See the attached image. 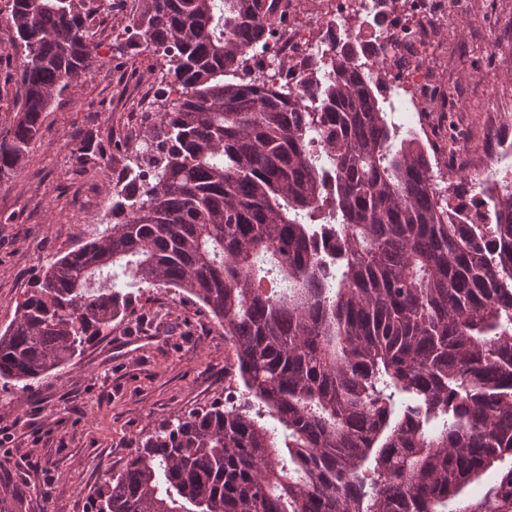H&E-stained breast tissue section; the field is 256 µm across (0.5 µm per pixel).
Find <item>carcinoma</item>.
I'll return each mask as SVG.
<instances>
[{
    "label": "carcinoma",
    "mask_w": 512,
    "mask_h": 512,
    "mask_svg": "<svg viewBox=\"0 0 512 512\" xmlns=\"http://www.w3.org/2000/svg\"><path fill=\"white\" fill-rule=\"evenodd\" d=\"M140 2L115 50L161 57L164 88L112 234L43 271L0 333V380L63 367L131 289L177 288L224 329L239 396L139 437L101 512H512V182L494 223L458 224L354 46L269 89L250 65L263 0ZM91 4L9 0L24 54L0 177L104 65Z\"/></svg>",
    "instance_id": "carcinoma-1"
}]
</instances>
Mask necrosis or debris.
I'll return each mask as SVG.
<instances>
[{"label": "necrosis or debris", "instance_id": "1", "mask_svg": "<svg viewBox=\"0 0 512 512\" xmlns=\"http://www.w3.org/2000/svg\"><path fill=\"white\" fill-rule=\"evenodd\" d=\"M472 0H280L273 17L276 40L254 48L257 73L296 82L305 64L336 62L345 40L357 42L363 60L384 63L381 93L398 90L418 113V134L439 170L448 168V40L455 21L472 12Z\"/></svg>", "mask_w": 512, "mask_h": 512}]
</instances>
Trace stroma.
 <instances>
[{
    "instance_id": "stroma-1",
    "label": "stroma",
    "mask_w": 512,
    "mask_h": 512,
    "mask_svg": "<svg viewBox=\"0 0 512 512\" xmlns=\"http://www.w3.org/2000/svg\"><path fill=\"white\" fill-rule=\"evenodd\" d=\"M138 0H114L95 15L106 66L72 84L45 112L30 161L0 179V331L40 274L57 257L105 235L107 193L143 127L139 110L159 88V61L138 49L110 53L132 20ZM464 31L448 45L449 95L470 119L466 145L479 150L482 119L497 106L492 83L512 84V0H480ZM496 15L490 39L496 54L475 53L480 12ZM8 0H0V138L19 107L16 73L21 49L12 47ZM83 143L96 153L76 160ZM231 363L224 331L185 293L144 287L133 310L110 335L73 357L55 375L29 388L0 386V486L23 491L22 512H98L97 491L130 459L135 441L163 420L223 403Z\"/></svg>"
}]
</instances>
